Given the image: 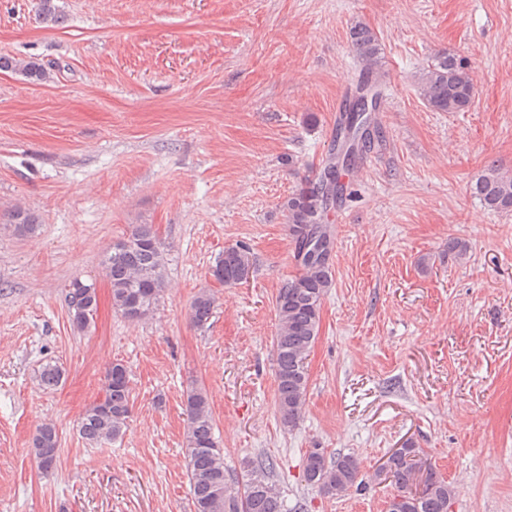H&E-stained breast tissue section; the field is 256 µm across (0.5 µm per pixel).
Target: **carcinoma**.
I'll return each mask as SVG.
<instances>
[{
    "mask_svg": "<svg viewBox=\"0 0 512 512\" xmlns=\"http://www.w3.org/2000/svg\"><path fill=\"white\" fill-rule=\"evenodd\" d=\"M354 55L362 64V77L336 125L327 155L314 177L288 198V235L298 273L284 280L276 297L278 327L274 337L275 403L279 420L288 430L295 428L305 412L307 357L320 328L322 301L333 285L334 238L328 215L349 196L351 183L343 172L351 170L355 154L371 148L379 132L375 113L380 111L384 72L382 48L377 33L366 25L350 32ZM0 70L20 73L27 79L47 81L50 73L36 61L0 56ZM416 88L425 104L435 112H467L474 103L476 85L469 62L453 53L437 54L419 70ZM472 197L491 213L512 214V171L497 166L484 170L469 185ZM40 224L32 211L17 207L0 223L17 236L35 233ZM469 243L448 238V255L456 262L469 258ZM165 246L150 224H134L129 234L105 253L102 266L112 289V307L129 320H141L159 305L165 292ZM253 269L249 248L227 246L212 266L211 275L226 286L247 282ZM73 330L83 333L94 322L98 308L96 284L78 279L65 293ZM216 299L208 290L191 301L190 320L202 326L210 319ZM63 370L45 364L39 381L45 387L61 383ZM131 377L128 368L116 362L109 366L104 396L83 413L79 430L91 444L113 441L122 434L131 415ZM185 436L189 493L194 512H288L279 486L270 479L276 462L259 456L250 463L246 478L231 483L224 469V450L215 436L213 415L206 389H191L185 400ZM60 446L59 431L43 423L30 442L37 466L55 461ZM360 462L350 455L329 456L325 449L307 452L303 461L305 481L331 496H342L358 485ZM399 486L404 502L399 512H448L453 489L442 475L425 465L413 442L390 460L387 471Z\"/></svg>",
    "mask_w": 512,
    "mask_h": 512,
    "instance_id": "cac0c4a2",
    "label": "carcinoma"
}]
</instances>
